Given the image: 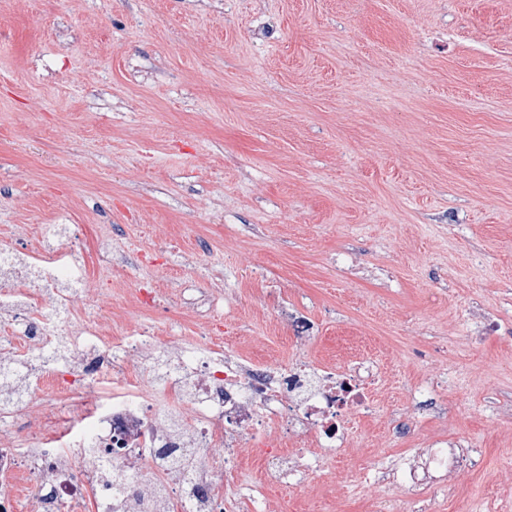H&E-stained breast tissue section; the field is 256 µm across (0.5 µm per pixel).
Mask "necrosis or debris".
I'll list each match as a JSON object with an SVG mask.
<instances>
[{
    "mask_svg": "<svg viewBox=\"0 0 512 512\" xmlns=\"http://www.w3.org/2000/svg\"><path fill=\"white\" fill-rule=\"evenodd\" d=\"M0 292L15 330L0 336V353L16 364L0 383L23 377L32 393L54 389L56 403L38 411H0V428L35 414L40 447L0 448V512H15L23 487L36 486V512H272L269 488H287L307 503L316 478L340 449L363 439L381 417L384 393L374 367L371 339L358 336L337 361H316L315 325L295 310H279L296 332L299 357L289 366L274 357L256 360L219 343L189 347L172 342L170 359L153 353L160 339L149 324L130 336H113L94 323L68 322L67 334L82 353L72 378L30 363L31 349L53 340L61 311L77 297L46 303L44 295ZM111 397H104V387ZM447 421L446 400L430 399L391 425L415 448L395 466L374 464L372 488L411 492L461 471L469 454L447 439L418 429L420 414ZM257 459L264 482L245 483L247 458Z\"/></svg>",
    "mask_w": 512,
    "mask_h": 512,
    "instance_id": "necrosis-or-debris-1",
    "label": "necrosis or debris"
}]
</instances>
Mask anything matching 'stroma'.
<instances>
[{
	"label": "stroma",
	"mask_w": 512,
	"mask_h": 512,
	"mask_svg": "<svg viewBox=\"0 0 512 512\" xmlns=\"http://www.w3.org/2000/svg\"><path fill=\"white\" fill-rule=\"evenodd\" d=\"M76 224L59 283L111 276L113 335L216 319L286 365L284 299L316 353L377 337L477 448L468 512H512V0H0V246ZM407 448L376 427L314 500L365 512Z\"/></svg>",
	"instance_id": "1"
}]
</instances>
